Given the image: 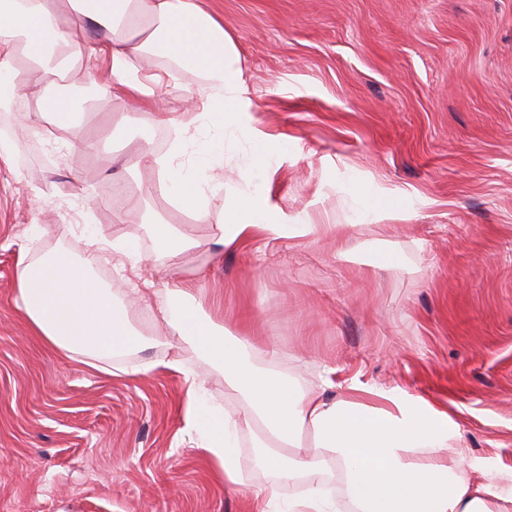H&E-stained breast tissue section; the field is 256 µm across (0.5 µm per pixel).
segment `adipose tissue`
<instances>
[{
	"label": "adipose tissue",
	"instance_id": "1",
	"mask_svg": "<svg viewBox=\"0 0 512 512\" xmlns=\"http://www.w3.org/2000/svg\"><path fill=\"white\" fill-rule=\"evenodd\" d=\"M0 0V107L29 101L28 128L45 123L73 126L84 114L71 83L79 74L103 98L112 87L134 103L151 102L160 86H173L176 72L201 80L203 94L186 111L197 135L176 140L169 152H143L141 161L161 176L163 190L185 211L203 216L210 196L224 195L221 223L209 239L233 249L254 230H284L251 182L224 178V145L245 141L254 166L266 163L265 139L235 119L245 109L246 87L232 36L200 0ZM170 60L157 69L156 58ZM233 104L226 112L224 104ZM114 223L142 224L167 266H186L201 242L189 230L146 219L147 201L115 193L107 200ZM137 232L108 240L88 234L82 255L56 249L40 258L20 256L15 272L19 307L34 332L69 356L100 361L128 348L161 347L163 361L140 363L146 374L164 366L182 372L187 388L189 438L219 469L225 484L246 487L260 512H338L324 478L338 472L357 512H512V480L485 458L455 450L458 425L428 400L398 388L353 383L343 396L327 395L334 383L291 386L275 369L278 351L236 336L192 299L191 284L168 281L159 310L160 330L143 336L111 289L92 277L95 266L116 257L141 260ZM191 345L224 369V387L237 394L234 412L205 404L206 384L184 368ZM257 428L249 463L237 452V435ZM269 480L249 482L247 468ZM286 484L300 485L282 498Z\"/></svg>",
	"mask_w": 512,
	"mask_h": 512
}]
</instances>
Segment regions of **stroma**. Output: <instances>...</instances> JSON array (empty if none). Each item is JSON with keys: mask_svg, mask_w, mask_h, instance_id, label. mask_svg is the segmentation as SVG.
Segmentation results:
<instances>
[{"mask_svg": "<svg viewBox=\"0 0 512 512\" xmlns=\"http://www.w3.org/2000/svg\"><path fill=\"white\" fill-rule=\"evenodd\" d=\"M240 53L245 118L273 149L263 168L224 156L225 178L248 176L285 224L317 234L259 232L238 248L208 246L226 200L195 219L136 166L176 133L119 126L123 94L87 102L71 128L45 125L0 162V512H256L226 486L185 431L179 373L135 365L163 349L111 357L107 371L65 357L16 305L19 252L82 253L81 230L128 232L107 205L113 174L168 224L202 240L198 298L235 335L274 345L298 385L335 372L399 387L449 412L464 455L512 472V0H202ZM100 139L96 153L83 142ZM80 186H73L72 175ZM54 197L44 205L43 196ZM40 234H33V227ZM398 243L405 268L370 265L374 241ZM152 292L133 315L151 332L167 275L152 238ZM209 406L235 410L224 373L184 349Z\"/></svg>", "mask_w": 512, "mask_h": 512, "instance_id": "1", "label": "stroma"}]
</instances>
